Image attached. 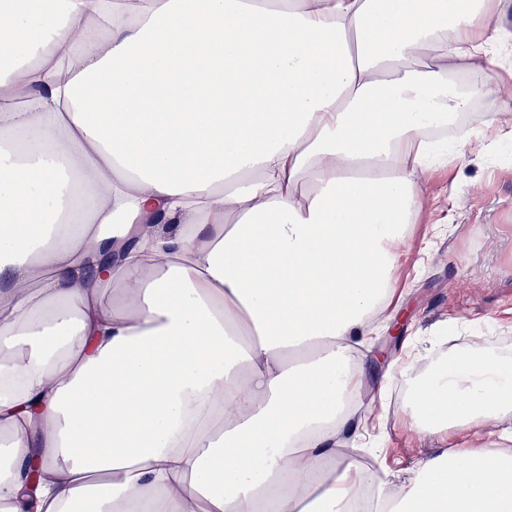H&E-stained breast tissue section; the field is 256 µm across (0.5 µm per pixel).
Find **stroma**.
<instances>
[{
	"label": "stroma",
	"mask_w": 512,
	"mask_h": 512,
	"mask_svg": "<svg viewBox=\"0 0 512 512\" xmlns=\"http://www.w3.org/2000/svg\"><path fill=\"white\" fill-rule=\"evenodd\" d=\"M484 104V111L464 121L488 131V138L469 148L463 165L431 177L436 201L420 221L442 229L432 258L420 254L418 238L408 240L406 259L393 273L398 293L387 309V324L369 351L352 359L362 371L360 399L386 395L376 413L354 417L368 434L387 439L379 456L354 451L375 470L410 463L431 450L412 442L403 427L408 363L433 375L462 353L512 359V158L503 157L495 139L503 119L497 96Z\"/></svg>",
	"instance_id": "1"
}]
</instances>
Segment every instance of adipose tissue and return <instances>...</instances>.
Wrapping results in <instances>:
<instances>
[{
  "label": "adipose tissue",
  "mask_w": 512,
  "mask_h": 512,
  "mask_svg": "<svg viewBox=\"0 0 512 512\" xmlns=\"http://www.w3.org/2000/svg\"><path fill=\"white\" fill-rule=\"evenodd\" d=\"M494 2L0 0V512H512V360L413 379L411 466L339 440Z\"/></svg>",
  "instance_id": "1"
}]
</instances>
